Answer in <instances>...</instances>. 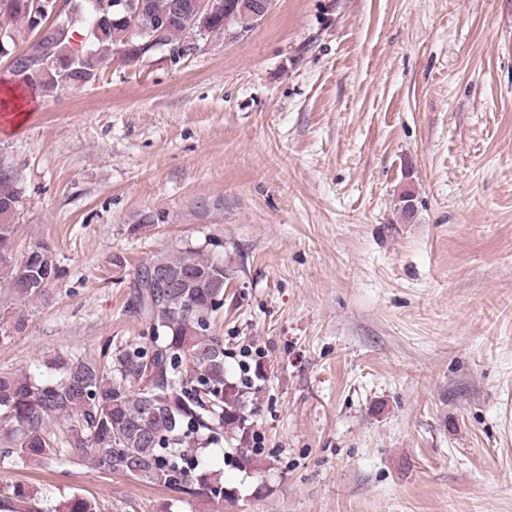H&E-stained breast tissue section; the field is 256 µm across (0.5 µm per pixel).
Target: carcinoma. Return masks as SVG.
<instances>
[{"label":"carcinoma","instance_id":"carcinoma-1","mask_svg":"<svg viewBox=\"0 0 512 512\" xmlns=\"http://www.w3.org/2000/svg\"><path fill=\"white\" fill-rule=\"evenodd\" d=\"M2 2L10 22L0 30V56L13 57V71L44 97L93 84L120 49L126 63H138L158 50L186 49L204 30L222 37L258 25L251 7L259 0H220L210 15L195 14V0H129L127 11L116 0H69L68 12L52 22L53 35L37 46L34 4L49 16L55 0ZM18 182V172L0 160V342L25 331L22 306L42 299L61 276L49 245L15 251ZM168 222L169 213L150 210L128 231ZM133 288L129 307L147 327L148 341H128L102 360L50 357L38 376L0 373V459L60 461L72 449L98 472L220 502L229 493L203 450L222 448L234 436L239 467L250 463L253 382L227 378L224 339L216 333L224 262L192 250L160 255L136 270ZM12 498L16 512H43L36 493L15 488ZM52 512L97 510L74 495Z\"/></svg>","mask_w":512,"mask_h":512}]
</instances>
